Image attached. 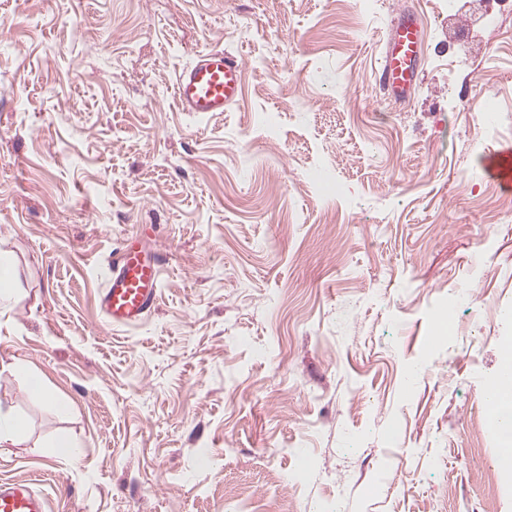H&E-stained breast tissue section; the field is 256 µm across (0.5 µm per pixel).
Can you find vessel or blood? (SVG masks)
<instances>
[{
    "mask_svg": "<svg viewBox=\"0 0 512 512\" xmlns=\"http://www.w3.org/2000/svg\"><path fill=\"white\" fill-rule=\"evenodd\" d=\"M421 22L401 11L384 43L380 78L391 100H405L419 78ZM240 56L221 49L206 51L182 69L174 96L185 112H224L241 97ZM503 189H512V151L490 153L484 159ZM162 265L141 255L139 243L125 241L113 252L106 284L100 294V311L109 326H127L146 318L156 307ZM0 512H47V502L33 480L0 482Z\"/></svg>",
    "mask_w": 512,
    "mask_h": 512,
    "instance_id": "b4317fda",
    "label": "vessel or blood"
}]
</instances>
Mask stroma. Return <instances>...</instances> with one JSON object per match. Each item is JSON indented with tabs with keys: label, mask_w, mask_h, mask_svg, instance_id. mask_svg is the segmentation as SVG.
<instances>
[{
	"label": "stroma",
	"mask_w": 512,
	"mask_h": 512,
	"mask_svg": "<svg viewBox=\"0 0 512 512\" xmlns=\"http://www.w3.org/2000/svg\"><path fill=\"white\" fill-rule=\"evenodd\" d=\"M485 8L0 0V409L30 423L0 480L50 512H512L481 476L512 336V193L482 166L512 147V13ZM403 9L424 64L396 105L377 68ZM212 48L242 97L181 111L176 75ZM129 237L161 296L111 328ZM19 278L18 269L7 258L0 254V309L10 297V289Z\"/></svg>",
	"instance_id": "1"
}]
</instances>
